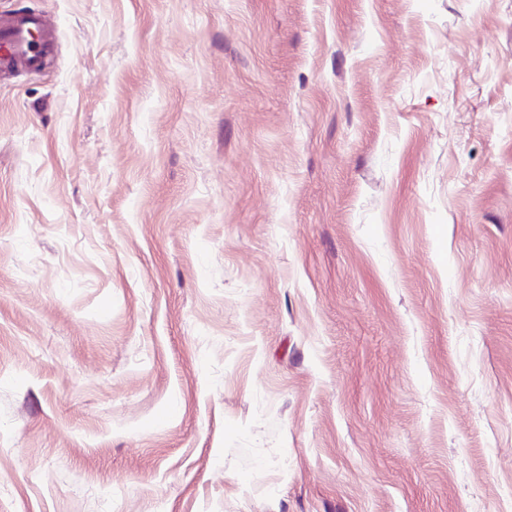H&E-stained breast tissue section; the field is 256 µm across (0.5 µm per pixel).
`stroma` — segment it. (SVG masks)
<instances>
[{
  "label": "stroma",
  "mask_w": 512,
  "mask_h": 512,
  "mask_svg": "<svg viewBox=\"0 0 512 512\" xmlns=\"http://www.w3.org/2000/svg\"><path fill=\"white\" fill-rule=\"evenodd\" d=\"M0 512H512V0H0ZM53 32V22L42 15L17 13L0 18V76L41 72ZM35 33L42 35L41 41H34Z\"/></svg>",
  "instance_id": "stroma-1"
}]
</instances>
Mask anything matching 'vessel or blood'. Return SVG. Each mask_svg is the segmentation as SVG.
<instances>
[{
  "label": "vessel or blood",
  "mask_w": 512,
  "mask_h": 512,
  "mask_svg": "<svg viewBox=\"0 0 512 512\" xmlns=\"http://www.w3.org/2000/svg\"><path fill=\"white\" fill-rule=\"evenodd\" d=\"M53 32V22L42 15L0 18V76L41 72Z\"/></svg>",
  "instance_id": "obj_1"
}]
</instances>
